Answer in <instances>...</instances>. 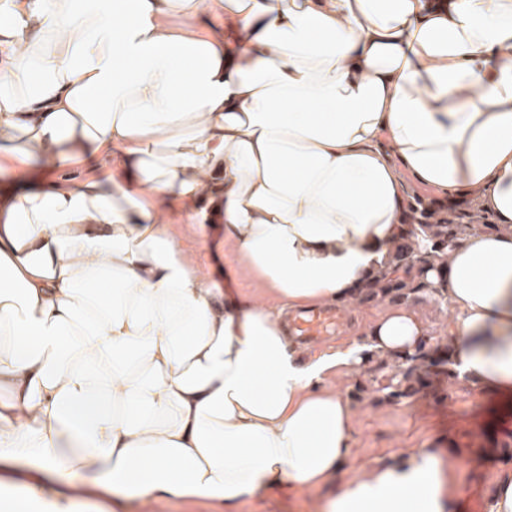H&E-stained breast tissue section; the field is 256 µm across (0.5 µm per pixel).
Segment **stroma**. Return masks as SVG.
Returning <instances> with one entry per match:
<instances>
[{"label": "stroma", "mask_w": 512, "mask_h": 512, "mask_svg": "<svg viewBox=\"0 0 512 512\" xmlns=\"http://www.w3.org/2000/svg\"><path fill=\"white\" fill-rule=\"evenodd\" d=\"M174 245L186 253L203 274L219 287L239 294H259L263 288L245 266L222 246L223 235L217 225H209L206 237H199L190 224L173 225ZM378 303L353 302L344 310L334 337L313 344L310 354L330 349L337 342L355 337L371 317L381 311ZM360 371L332 377L348 398L353 419L351 455L336 481L344 487L353 479L364 477L371 465L395 464L403 448L447 450L456 441L462 457L458 479L462 490L471 491L475 474L492 480L497 470L512 468V459L501 452H486L484 443L495 434L494 408L489 398L475 396L469 389L441 374L431 376L428 387L397 403L377 401L375 394L359 393L355 384ZM326 495L322 489L270 490L261 497L243 502L237 512H321Z\"/></svg>", "instance_id": "1"}]
</instances>
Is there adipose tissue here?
<instances>
[{
  "mask_svg": "<svg viewBox=\"0 0 512 512\" xmlns=\"http://www.w3.org/2000/svg\"><path fill=\"white\" fill-rule=\"evenodd\" d=\"M497 226L435 272L459 379L512 404V0H0V512L318 488L352 413L327 377L412 351V307L305 355L289 314L352 300L405 177ZM224 227L265 286L171 242ZM411 448L322 512H470ZM218 226L219 224H208V251L202 249L203 244L194 225L172 224L170 234L173 244L198 264L202 268L201 273L208 276L219 288L245 295L263 293V287L248 268L239 264L233 254L221 246L223 233L219 232Z\"/></svg>",
  "mask_w": 512,
  "mask_h": 512,
  "instance_id": "obj_1",
  "label": "adipose tissue"
}]
</instances>
